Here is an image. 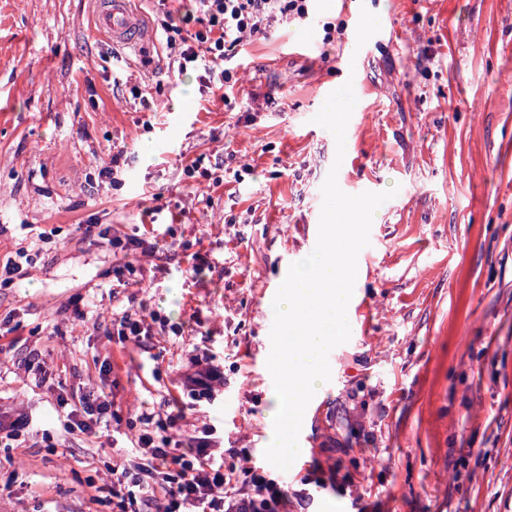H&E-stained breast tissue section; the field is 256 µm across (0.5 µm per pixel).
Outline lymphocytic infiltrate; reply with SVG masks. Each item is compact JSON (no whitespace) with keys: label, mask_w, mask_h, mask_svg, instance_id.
<instances>
[{"label":"lymphocytic infiltrate","mask_w":512,"mask_h":512,"mask_svg":"<svg viewBox=\"0 0 512 512\" xmlns=\"http://www.w3.org/2000/svg\"><path fill=\"white\" fill-rule=\"evenodd\" d=\"M197 29L162 21L168 65L178 73L199 71L203 84L224 87L233 75L224 62L244 42L267 36L274 22L298 25L315 17L314 0H195ZM217 369L205 366L185 373L176 412L157 420L155 429L132 440L134 456L112 470L113 512H142L161 501L162 512H288L286 482L269 478L262 468L225 466L207 454L211 428L200 435L178 436L174 429L185 418L186 399H213ZM57 412L67 434L95 433L117 415L105 388L79 400L60 399Z\"/></svg>","instance_id":"lymphocytic-infiltrate-1"}]
</instances>
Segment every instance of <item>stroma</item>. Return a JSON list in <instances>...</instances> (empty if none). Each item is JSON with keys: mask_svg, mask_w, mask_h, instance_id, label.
<instances>
[{"mask_svg": "<svg viewBox=\"0 0 512 512\" xmlns=\"http://www.w3.org/2000/svg\"><path fill=\"white\" fill-rule=\"evenodd\" d=\"M359 5L385 24L353 72ZM134 7L142 37L114 45L93 30L92 0H0V265L30 258L27 279L0 288V320L16 325L0 422L37 426L0 447V512H112L121 453L107 431L65 433L58 397L97 387L111 361L119 430H139L142 411H172L204 353L218 393L181 429L215 426L225 465L250 452L309 493V512H512V0H317V22L238 47L225 96L198 72L173 77L161 14ZM327 21L345 25L329 46ZM348 81L338 185L399 192L358 254L351 337L328 356L320 412L305 415V465L283 473L264 457V294L315 249L336 143L313 118ZM119 151L115 179L102 177ZM196 159L220 186L189 185ZM151 219L166 242L153 257L114 255L76 229L133 238ZM143 303L187 331L120 342L114 319Z\"/></svg>", "mask_w": 512, "mask_h": 512, "instance_id": "obj_1", "label": "stroma"}]
</instances>
